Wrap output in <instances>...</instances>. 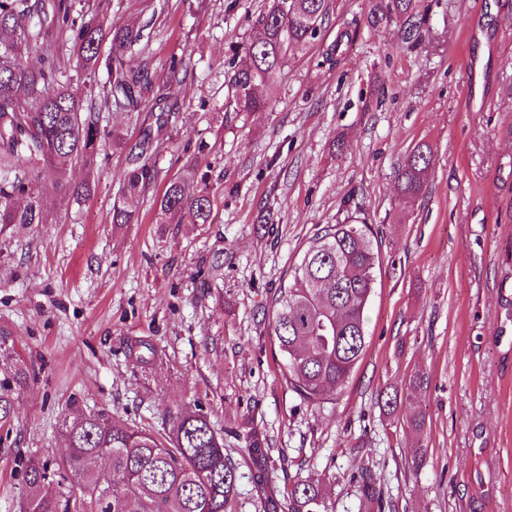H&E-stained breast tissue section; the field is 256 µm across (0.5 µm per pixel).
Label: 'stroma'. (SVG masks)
<instances>
[{
  "label": "stroma",
  "mask_w": 512,
  "mask_h": 512,
  "mask_svg": "<svg viewBox=\"0 0 512 512\" xmlns=\"http://www.w3.org/2000/svg\"><path fill=\"white\" fill-rule=\"evenodd\" d=\"M266 2L76 0L77 13L102 4L108 19L146 27L130 67L188 66L174 90L182 110L158 136V179L138 223L117 229L112 204L151 114L105 107V72L82 73L56 36L67 74L125 146L68 167L66 180L91 184L80 200L42 174L47 223L0 235V323L35 376L0 433V512H18L30 457L63 454L65 409L158 428L193 404L240 465L247 435L259 437L268 493L310 478L330 512H512V0H419L412 45L399 23L368 25L381 0H328L320 39L272 79L271 110L225 111L224 65ZM343 28L352 43L323 64ZM421 143L431 169L408 199L397 173ZM193 163L212 223H159L154 199ZM357 208L381 256L368 347L343 393L313 407L281 376L270 302L317 231ZM138 339L157 347L153 365L130 355ZM417 375L424 385L394 412L379 406L380 391ZM365 469L381 504L351 479ZM239 473L238 512H260Z\"/></svg>",
  "instance_id": "stroma-1"
}]
</instances>
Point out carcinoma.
Segmentation results:
<instances>
[{"label":"carcinoma","mask_w":512,"mask_h":512,"mask_svg":"<svg viewBox=\"0 0 512 512\" xmlns=\"http://www.w3.org/2000/svg\"><path fill=\"white\" fill-rule=\"evenodd\" d=\"M75 0H0V229L11 224H46L48 215L34 182L45 168L65 170L76 161L91 165L99 143L112 138L123 146L119 130L100 128L99 113L84 105V91L65 75L60 58L49 47L40 64L27 67L20 48L55 30L68 33L73 54L85 71L103 70L107 105L137 112L145 94H154L155 129L162 131L179 111L170 89L183 82L186 69L172 61L163 76L148 68L126 66L127 55L145 48L143 29L97 14L74 17ZM327 0H270L257 17V34L236 45L224 71L225 111L265 112L260 95L281 70L288 53L306 48L321 34ZM402 21L403 40L420 37L423 19L414 0H388L386 11L372 13L376 23L387 16ZM112 33V53H100L104 32ZM350 33L344 31L322 55L333 66ZM430 149L417 145L398 172L402 195L415 197L430 169ZM158 178L152 128L144 130L138 152L122 179V198L112 206V224L138 221L137 203ZM195 165L170 179L155 200L158 223L172 217L187 224H211L213 202ZM60 194L79 199L89 184L57 182ZM380 264L370 225L344 219L324 225L280 284L271 301L269 336L282 358L281 374L300 400L319 406L340 395L367 350L364 312L371 300L375 269ZM130 352L143 366L158 355L153 343L137 340ZM30 372L16 350L11 329L0 324V429L13 430L15 399L29 387ZM66 453L54 469L35 459L25 471L21 512H232L238 496V467L224 453V438L207 414L185 405L168 413V425L155 429L105 412L66 414L61 420ZM257 470L256 484L265 492L263 464L267 453L248 440ZM108 463L111 478L93 469ZM80 481L66 485V474ZM265 512H328L322 485L299 480L284 499L264 498Z\"/></svg>","instance_id":"obj_1"}]
</instances>
